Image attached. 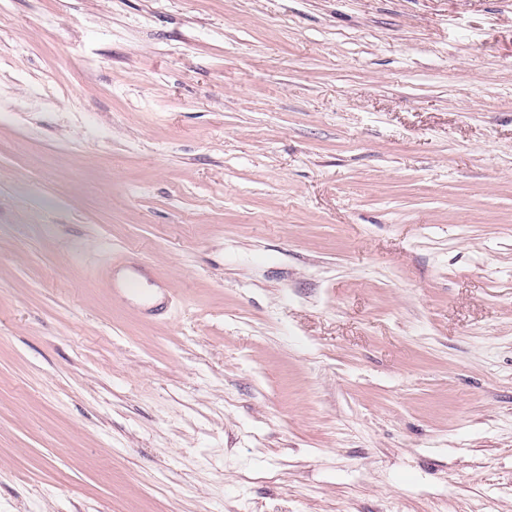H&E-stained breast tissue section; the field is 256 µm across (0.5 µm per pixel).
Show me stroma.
<instances>
[{
	"label": "stroma",
	"instance_id": "stroma-1",
	"mask_svg": "<svg viewBox=\"0 0 512 512\" xmlns=\"http://www.w3.org/2000/svg\"><path fill=\"white\" fill-rule=\"evenodd\" d=\"M0 512H512V0H0Z\"/></svg>",
	"mask_w": 512,
	"mask_h": 512
}]
</instances>
